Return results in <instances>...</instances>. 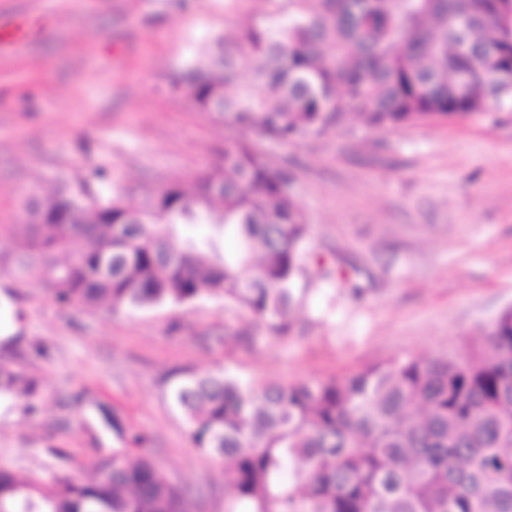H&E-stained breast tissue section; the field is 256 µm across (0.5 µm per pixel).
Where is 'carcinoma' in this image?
Listing matches in <instances>:
<instances>
[{
	"instance_id": "cac0c4a2",
	"label": "carcinoma",
	"mask_w": 512,
	"mask_h": 512,
	"mask_svg": "<svg viewBox=\"0 0 512 512\" xmlns=\"http://www.w3.org/2000/svg\"><path fill=\"white\" fill-rule=\"evenodd\" d=\"M288 22L216 38L208 65L187 63L172 86L243 131L290 143L360 115L375 130L438 117H479L512 75V0H286ZM258 82L229 92L244 59ZM100 169L79 187L29 192L27 247L0 253V273L39 279L70 308L114 313L205 297L248 310L279 339L305 299L308 224L293 175L247 138L185 183L126 203ZM209 223L202 239L180 224ZM232 237L236 248L222 252ZM86 242L67 261L56 256ZM39 382L0 358V400ZM174 406L194 447L224 461V512H512V306L464 355L388 358L344 375L257 388L227 371L177 373ZM84 483L66 473L18 479L0 468V512H188L184 490L142 453L147 434Z\"/></svg>"
}]
</instances>
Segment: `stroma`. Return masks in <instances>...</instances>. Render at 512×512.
I'll return each mask as SVG.
<instances>
[{"label":"stroma","instance_id":"obj_1","mask_svg":"<svg viewBox=\"0 0 512 512\" xmlns=\"http://www.w3.org/2000/svg\"><path fill=\"white\" fill-rule=\"evenodd\" d=\"M273 0H0V225L22 198L92 169L138 200L214 162L238 131L172 90L216 36L278 22ZM292 171L313 259L362 285L312 284L294 338L210 298L119 315L60 309L36 279L0 275V356L42 382L37 413L0 405V466L90 480L120 436L151 438L189 512H224V466L194 448L172 406L171 373L223 368L256 385L314 380L387 358L461 354L512 305V111L386 131L346 129L294 145L262 140ZM45 343L48 358L32 357Z\"/></svg>","mask_w":512,"mask_h":512}]
</instances>
